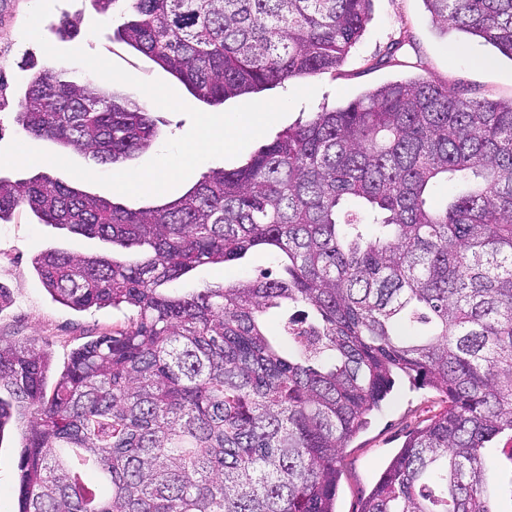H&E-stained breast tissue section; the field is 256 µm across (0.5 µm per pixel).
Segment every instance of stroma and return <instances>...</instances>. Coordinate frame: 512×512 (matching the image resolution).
I'll return each instance as SVG.
<instances>
[{"instance_id": "obj_1", "label": "stroma", "mask_w": 512, "mask_h": 512, "mask_svg": "<svg viewBox=\"0 0 512 512\" xmlns=\"http://www.w3.org/2000/svg\"><path fill=\"white\" fill-rule=\"evenodd\" d=\"M33 0H0V76L6 89L0 94V147L12 140L47 152H55L51 142L33 138L16 122L20 89L36 69L52 67L70 78L84 77L80 65L49 58L41 46L24 39L22 29ZM82 10L83 20L69 39L54 40L56 48H81L97 53L120 65L139 79L168 83L189 106L207 111V104L196 99L188 89L146 56L118 40L115 31L120 17L95 11L89 0H56L46 25H53L66 12ZM399 51H392L393 43ZM477 55L496 58V71H483L472 64ZM424 79L447 86L449 91L465 98L512 99V59L499 54L482 39L456 29L441 31L432 24L425 0H372L370 19L344 63L332 73L313 75L258 93V100L288 95L299 87H316L311 102L296 105L277 121L261 140L252 141L235 158L208 160V167L227 170L237 168L259 148L270 142L288 125L310 118L322 108H338L381 85ZM157 121L158 134L146 151L123 162V169L139 167L162 150L167 140L185 135L190 127L189 116L158 106H151ZM46 173L61 182L131 209L162 204L183 195L201 177L194 170L184 183L161 194L129 197L95 183L81 181L48 163L25 168H1L0 176L11 180L26 179ZM90 256L111 254L112 245L96 237L69 233L50 224L39 223L29 210H17L12 220L0 223V340L27 344L47 342L52 356L53 372H60L74 349L97 336L110 332L126 319L124 312L112 307L76 311L55 301L32 266L38 254L50 248ZM270 255L258 253L238 263L204 265L187 277L172 283L177 292H187L208 284L231 282L262 269H275ZM445 405L442 394L418 389L410 382L398 384L385 399L380 410L372 412L368 423L344 449L339 463L340 478L336 499L337 512H360L362 504L381 477L391 459L400 451L406 437L423 426ZM25 430L23 419L12 422L0 435V512H17L18 459ZM512 442L499 437L487 450L488 490L497 512H512V462L506 458Z\"/></svg>"}]
</instances>
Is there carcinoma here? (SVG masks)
Returning a JSON list of instances; mask_svg holds the SVG:
<instances>
[{
	"label": "carcinoma",
	"instance_id": "obj_1",
	"mask_svg": "<svg viewBox=\"0 0 512 512\" xmlns=\"http://www.w3.org/2000/svg\"><path fill=\"white\" fill-rule=\"evenodd\" d=\"M371 2L93 5L125 15L119 40L217 105L335 71ZM425 2L437 26L512 59V0ZM17 122L101 165L157 135L148 103L49 69L24 87ZM441 182L452 191L438 197ZM18 208L139 249L33 260L61 304L130 316L75 349L50 392L49 344L0 341V435L29 415L18 512H335L342 451L402 378L446 406L361 512H496L485 449L512 434V100L389 83L163 205L0 178V221ZM256 252L277 272L167 288Z\"/></svg>",
	"mask_w": 512,
	"mask_h": 512
}]
</instances>
